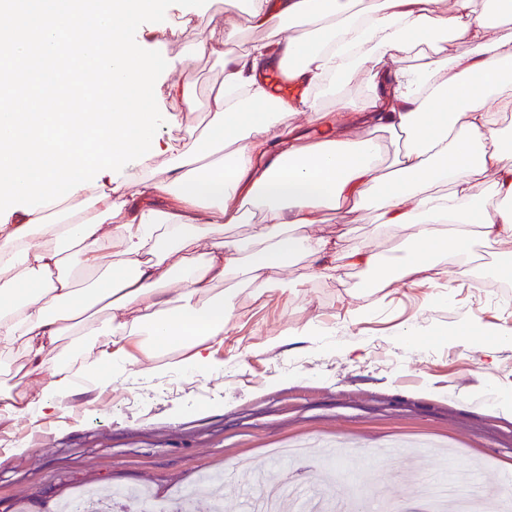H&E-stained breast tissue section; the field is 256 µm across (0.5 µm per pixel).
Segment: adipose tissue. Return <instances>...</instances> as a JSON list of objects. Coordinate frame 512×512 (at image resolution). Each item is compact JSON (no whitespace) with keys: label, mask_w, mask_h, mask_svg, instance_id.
<instances>
[{"label":"adipose tissue","mask_w":512,"mask_h":512,"mask_svg":"<svg viewBox=\"0 0 512 512\" xmlns=\"http://www.w3.org/2000/svg\"><path fill=\"white\" fill-rule=\"evenodd\" d=\"M492 2L512 15V0H251L263 41L231 57L224 46L234 31L198 41L193 55L223 57L224 83L208 97L202 142L160 141L167 179L102 181L59 220L41 208L0 225V358L23 357L0 373V427L65 410L83 374L95 386L186 368L218 376L213 353L237 295L215 285L247 264L259 301L302 256L313 279L332 276L340 257L376 266L374 251L308 232L324 214L358 209L370 189L380 224L412 230L393 245L398 282L429 278L474 238L512 241V150L496 128L498 114L512 112V29L492 31ZM284 20L296 25L287 37ZM448 34L470 52L401 67ZM277 65L300 87L334 91L366 72L375 90L340 121L316 97L273 96ZM300 109L317 137L293 125ZM367 125L411 136L393 174H381ZM489 177L494 204L477 193ZM240 224L247 238L230 239ZM80 274L90 288H77ZM67 337L82 351L80 367L48 360Z\"/></svg>","instance_id":"ef3b65f1"}]
</instances>
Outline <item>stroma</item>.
Masks as SVG:
<instances>
[{
	"mask_svg": "<svg viewBox=\"0 0 512 512\" xmlns=\"http://www.w3.org/2000/svg\"><path fill=\"white\" fill-rule=\"evenodd\" d=\"M216 26L236 32L226 56L265 36L225 0L171 6L165 21L136 32L142 48L168 63L155 84L160 110L168 109L177 78L197 89L192 109L162 125L161 137L205 135L223 58H199L185 73L177 65ZM312 231L383 250L409 236L399 226L377 230L372 196L356 211L324 215ZM307 274L306 260L298 259L262 303L242 291L240 275L228 280L239 295L216 354L219 380L182 372L124 376L72 398L62 416L0 430V454L9 455L0 463V512H57L92 483L146 486L174 510L184 485L231 474L242 462L287 476L288 462L271 464V454L305 442L325 447L333 496L357 492L384 512L413 505L407 465L372 455L389 443L419 450L431 472L442 465L435 448L446 445L455 450V466L480 460L490 481L512 473V288L471 275L452 280L442 271L408 285L345 265L331 277ZM369 277L382 290L380 302L363 294L360 282ZM302 327L307 336L264 349L267 337ZM465 328L497 342L488 354L469 352L454 342ZM410 336L417 346L407 344Z\"/></svg>",
	"mask_w": 512,
	"mask_h": 512,
	"instance_id": "stroma-1",
	"label": "stroma"
}]
</instances>
